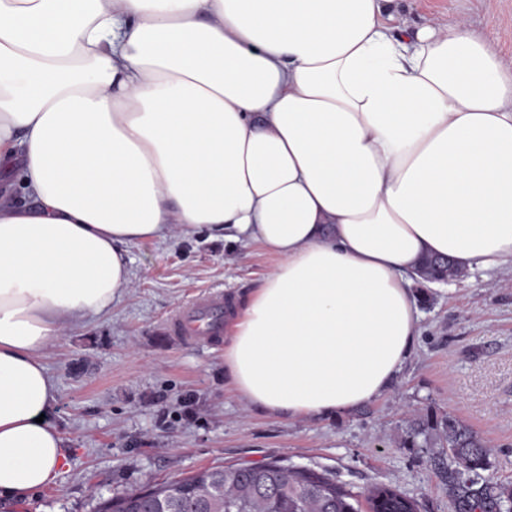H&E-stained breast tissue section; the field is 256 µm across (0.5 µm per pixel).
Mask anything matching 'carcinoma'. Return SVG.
<instances>
[{"label": "carcinoma", "mask_w": 512, "mask_h": 512, "mask_svg": "<svg viewBox=\"0 0 512 512\" xmlns=\"http://www.w3.org/2000/svg\"><path fill=\"white\" fill-rule=\"evenodd\" d=\"M446 260L427 261L426 279L457 278ZM402 444L408 448H446L448 497L456 512H499L512 500V484L493 486L482 471L489 449L451 415H419L408 421ZM370 512H419L418 501L391 484H376L367 495ZM359 501L333 475L269 462L229 465L163 482L142 493L104 502L102 512H359Z\"/></svg>", "instance_id": "1"}]
</instances>
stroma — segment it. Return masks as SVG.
<instances>
[{
    "instance_id": "stroma-1",
    "label": "stroma",
    "mask_w": 512,
    "mask_h": 512,
    "mask_svg": "<svg viewBox=\"0 0 512 512\" xmlns=\"http://www.w3.org/2000/svg\"><path fill=\"white\" fill-rule=\"evenodd\" d=\"M391 15L394 27L466 21L512 65V0H395ZM129 257L122 301L63 330L45 353L67 466L0 512H100L110 498L201 470L271 461L328 472L360 498L387 483L420 512H453L447 456L401 445L407 421L426 412L469 425L491 450L485 478L512 482V276L476 271L443 291L419 288L418 336L394 390L350 413L291 419L234 396L223 346L183 345L165 330L204 291L244 299L275 257L176 227Z\"/></svg>"
}]
</instances>
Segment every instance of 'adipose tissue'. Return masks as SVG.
<instances>
[{
    "mask_svg": "<svg viewBox=\"0 0 512 512\" xmlns=\"http://www.w3.org/2000/svg\"><path fill=\"white\" fill-rule=\"evenodd\" d=\"M389 2L0 0V500L67 460L44 351L172 227L277 257L224 374L291 418L393 389L424 259L512 271V67Z\"/></svg>",
    "mask_w": 512,
    "mask_h": 512,
    "instance_id": "1",
    "label": "adipose tissue"
}]
</instances>
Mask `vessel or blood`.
I'll return each mask as SVG.
<instances>
[{
	"instance_id": "vessel-or-blood-1",
	"label": "vessel or blood",
	"mask_w": 512,
	"mask_h": 512,
	"mask_svg": "<svg viewBox=\"0 0 512 512\" xmlns=\"http://www.w3.org/2000/svg\"><path fill=\"white\" fill-rule=\"evenodd\" d=\"M228 311L229 303L223 293L206 292L174 313L166 323V331L185 345L214 343L224 335V321Z\"/></svg>"
}]
</instances>
